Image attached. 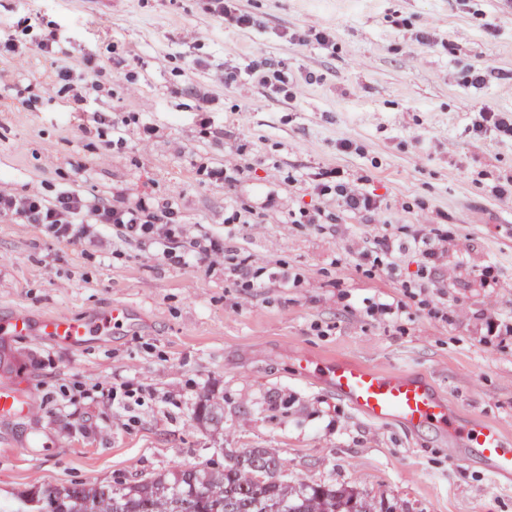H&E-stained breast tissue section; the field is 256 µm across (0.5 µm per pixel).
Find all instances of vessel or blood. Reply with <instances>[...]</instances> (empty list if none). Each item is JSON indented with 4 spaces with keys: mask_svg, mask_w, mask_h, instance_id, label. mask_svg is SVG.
Masks as SVG:
<instances>
[{
    "mask_svg": "<svg viewBox=\"0 0 512 512\" xmlns=\"http://www.w3.org/2000/svg\"><path fill=\"white\" fill-rule=\"evenodd\" d=\"M130 317L125 305L112 304L90 317L33 320L17 311L0 317L2 336H43L79 345L89 337L111 333ZM299 376H319L329 390L360 415L379 423L395 422L411 433L431 432L455 439L458 461L481 465L493 478L512 479V437L484 417H461L425 378L404 371H383L346 359L324 364L300 357ZM28 402L8 385H0V418L25 415Z\"/></svg>",
    "mask_w": 512,
    "mask_h": 512,
    "instance_id": "b4317fda",
    "label": "vessel or blood"
}]
</instances>
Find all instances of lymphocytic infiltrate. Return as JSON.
I'll use <instances>...</instances> for the list:
<instances>
[{"label":"lymphocytic infiltrate","instance_id":"obj_1","mask_svg":"<svg viewBox=\"0 0 512 512\" xmlns=\"http://www.w3.org/2000/svg\"><path fill=\"white\" fill-rule=\"evenodd\" d=\"M251 83L267 87L287 98L301 95L300 85L291 82L287 71L280 69L264 54H257L248 73ZM308 188L316 205L301 206L281 214L282 224H332L339 216H382L388 205L379 195L361 188L358 181L342 178L339 170L330 169L315 174ZM335 201L336 211H329L328 201ZM177 204L172 200L150 197L126 201L123 190L113 192L111 201L104 202L77 189L58 195L47 202L36 194L16 196L0 190V215H17L27 223L44 226L50 237L59 242L77 243L90 235L91 227L116 231L122 241H137L154 247L165 259L183 265H198L214 253L224 255V276L239 288H260L267 283L287 287L285 266L272 267L267 272L254 270L248 256L235 250H222L212 239H184L176 217ZM448 237L447 231L432 228L404 238L385 231L369 240L361 258L371 271L394 273L397 257L407 251L418 252L426 260L416 276L404 280L407 288L427 287L434 271L437 247Z\"/></svg>","mask_w":512,"mask_h":512}]
</instances>
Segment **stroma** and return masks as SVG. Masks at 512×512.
Segmentation results:
<instances>
[{"label":"stroma","instance_id":"35a3bbf8","mask_svg":"<svg viewBox=\"0 0 512 512\" xmlns=\"http://www.w3.org/2000/svg\"><path fill=\"white\" fill-rule=\"evenodd\" d=\"M242 6L261 27H225L201 0H0V35L17 46L0 53V188L50 202L72 188L106 201L120 187L173 199L188 236L225 240L254 267L283 263L296 278L236 288L220 255L185 266L136 242L94 234L70 245L0 218V315L131 311L112 335L77 346L0 339V383L30 403L25 416L0 419V493L111 484L263 448L289 485H345L392 512H512V488L454 461L450 438L370 421L319 377L294 372L305 355L421 375L459 415L497 420L512 435V201L491 192L512 175V142L468 131L481 106L512 113V0ZM313 26L335 34V49L281 37ZM188 28L203 30L201 42L182 43ZM422 31L432 45H417ZM49 32L48 54L39 43ZM260 49L303 82L301 96L250 83ZM86 57L115 66L96 76ZM228 62L241 73L231 86L214 79ZM471 67L483 69L481 84L466 82ZM100 112L120 133L95 122ZM345 139L355 151L340 149ZM239 144L252 168L228 186L212 172ZM269 158L295 182L270 181ZM326 168L384 196L394 227L415 231L419 202L446 223L426 290L401 285L418 254L400 256L395 277L357 267L379 230L372 221L278 224ZM240 204L267 222L225 236L224 211ZM383 298L402 302L397 325L366 314L367 300ZM107 382L141 389L142 405L102 403L96 388Z\"/></svg>","mask_w":512,"mask_h":512}]
</instances>
